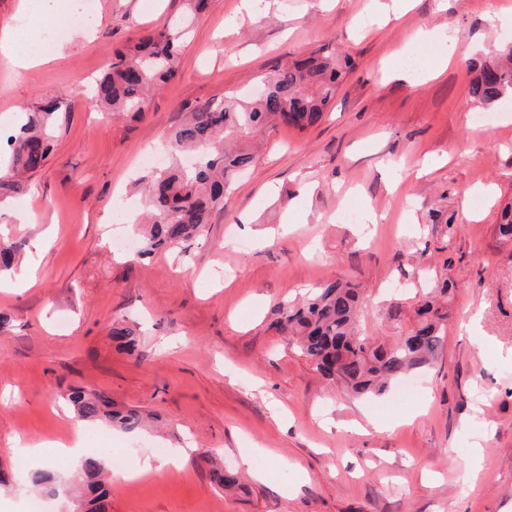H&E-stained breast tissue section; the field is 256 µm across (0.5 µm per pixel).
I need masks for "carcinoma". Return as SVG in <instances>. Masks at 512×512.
<instances>
[{"label":"carcinoma","instance_id":"1","mask_svg":"<svg viewBox=\"0 0 512 512\" xmlns=\"http://www.w3.org/2000/svg\"><path fill=\"white\" fill-rule=\"evenodd\" d=\"M187 34L186 29L177 33L155 30L141 38L134 50L116 55L109 72L97 83L101 109L133 115L144 112L152 94L175 75ZM464 62L474 73L469 97L475 106L489 109L512 96L511 45L489 61L466 58ZM346 66H350L347 57L341 66L326 56H310L266 74L261 94L250 99L232 97L190 112L171 134L169 145L174 155L192 151L196 160L187 168L174 162L151 180L143 204L148 227L140 254L201 236L211 211L232 192L236 178L254 164L251 141L279 125L299 130L315 125ZM57 112V103L45 100L27 109L22 122L0 136V155L6 157L0 198L21 192L25 180L44 166ZM497 230L501 238L512 241L511 206L502 210ZM17 250L14 243L0 242V272L12 268ZM454 291V281L446 279L435 295L409 309L401 302L390 305L386 317L399 329L391 344L361 333L362 293L341 281L328 283L307 301L287 308L278 327L297 339L299 351L322 376L355 396H377L391 382L433 363L443 347ZM112 339L134 354L136 339L131 328H112ZM63 398L82 421L105 422L126 431L137 430L145 422L138 410L121 409L102 392L71 388ZM76 470L82 488L79 512H104L109 497L107 467L98 457L84 455ZM57 482L58 477L44 471L29 482L16 483V488L26 493L42 485L53 497L73 492Z\"/></svg>","mask_w":512,"mask_h":512}]
</instances>
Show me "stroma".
I'll use <instances>...</instances> for the list:
<instances>
[{"label":"stroma","instance_id":"35a3bbf8","mask_svg":"<svg viewBox=\"0 0 512 512\" xmlns=\"http://www.w3.org/2000/svg\"><path fill=\"white\" fill-rule=\"evenodd\" d=\"M92 2L99 25L47 62L0 56L1 127H15L16 105H60L53 152L0 209V238L18 246L0 273V471L14 482L35 470L5 454L18 441L106 462L188 448L180 466L111 481L109 512H512V242L497 232L512 201V104L496 128L474 127L464 62L512 44V0H405L398 18L392 0H208L176 76L135 117L98 111L92 82L186 0ZM427 46L452 61L417 82L400 61ZM314 51L351 61L323 120L267 133L186 249L114 253L106 228L139 215L144 153L186 112ZM348 207L356 222L339 221ZM447 278L457 289L437 359L379 397L330 384L275 327L348 279L364 290L362 330L391 341L386 308ZM117 322L135 328V354L113 341ZM73 386L157 424L77 423L62 399ZM210 456L239 484H213Z\"/></svg>","mask_w":512,"mask_h":512}]
</instances>
